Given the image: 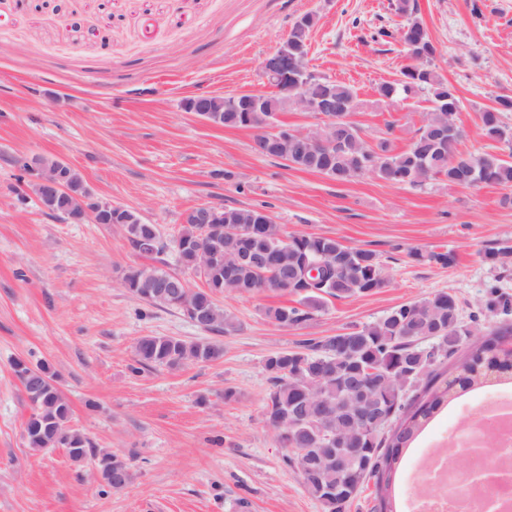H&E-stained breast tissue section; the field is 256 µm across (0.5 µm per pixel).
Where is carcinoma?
Returning <instances> with one entry per match:
<instances>
[{"mask_svg":"<svg viewBox=\"0 0 512 512\" xmlns=\"http://www.w3.org/2000/svg\"><path fill=\"white\" fill-rule=\"evenodd\" d=\"M397 13L405 17L399 38L413 47L415 58L401 70L400 79L381 84L380 96L404 99L425 97L429 113L415 134V142L401 151L390 141L370 143L354 122L346 123L342 141L331 150L300 149L292 142L294 129L278 120L285 108H295L291 96L298 89L300 70L288 60V74L279 90L263 94L259 112H226L224 126L257 132L276 124L283 136L271 145V155L285 156L291 166L321 173L337 182H350L372 174L391 184L425 185L415 180L417 170L426 167L429 180L460 185L466 179L481 184L512 188V126L502 113L512 112V98L499 97L496 105L481 110V130L497 143L490 152H459L455 146L466 137L457 122L461 100L456 89L437 71V54L426 25L410 0H397ZM315 17L305 14L294 22L288 39L299 44L308 39ZM312 81L303 92L316 101L330 93L336 97V111L354 112L358 107L355 90L341 82L311 73ZM224 225L253 227L255 238L224 237V259L203 275L204 287L197 288L189 301L169 291L161 293L154 282L171 277L161 266L142 267L123 276L124 287L153 306L181 312L195 325L209 332L226 333L231 318L216 298L224 292L252 293L271 290L298 299L302 307L281 305L266 310V316L280 327L301 324L319 309L325 298L346 299L369 295L387 284L384 263L370 249L351 247L341 240L319 235L283 236L281 226L266 222L261 209L224 208ZM132 248L143 255H160L173 249L177 264L194 272L200 264L199 249L209 245L212 227L186 221L179 234L166 241L154 224L144 221L125 225ZM254 249L264 253L266 267L256 270L238 261V252ZM416 259L442 267L456 264L455 253L415 252ZM312 262L323 264L321 280L310 283L303 269ZM486 311L509 315L512 295L501 292L485 304ZM468 325L462 320L456 297L447 291L388 312L378 320L309 343L302 350L277 352L266 358L264 369L271 384L266 400L268 422L278 430L288 466L302 475L307 493L323 512H348L352 502L374 483L377 504L374 512H398L392 498L399 466L419 428L448 402L453 394L465 393L486 379L490 372L512 380V342L499 331L478 345L464 346ZM466 348L457 373L443 389L435 386L439 368L461 348ZM136 366L177 368L187 362L206 363L220 359L223 348L208 342H187L173 336H142L136 346ZM14 371L30 403L25 422V440L35 452L63 447L75 463L97 461L99 475L111 490L125 488L120 473H132L130 459L100 452L90 440L70 426V405L56 385L46 362L32 369L22 359ZM422 387V394L405 402L407 392ZM382 404L386 418L376 434L358 445L351 456L336 458V446L320 437V431L336 434L359 425L356 416L370 409L371 401Z\"/></svg>","mask_w":512,"mask_h":512,"instance_id":"cac0c4a2","label":"carcinoma"}]
</instances>
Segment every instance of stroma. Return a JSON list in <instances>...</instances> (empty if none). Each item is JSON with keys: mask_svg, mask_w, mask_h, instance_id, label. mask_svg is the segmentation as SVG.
I'll list each match as a JSON object with an SVG mask.
<instances>
[{"mask_svg": "<svg viewBox=\"0 0 512 512\" xmlns=\"http://www.w3.org/2000/svg\"><path fill=\"white\" fill-rule=\"evenodd\" d=\"M56 2L0 0V512H322L284 464L266 420V358L440 290L457 295L465 316L491 286L512 294V261L486 258L512 250L503 189L440 180L418 188L370 174L338 183L256 155L253 130L182 110V98L200 91L262 90L263 58L309 13L311 67L354 88L361 107L352 119L369 141L407 149L427 102L376 92L410 62L402 43L375 36L401 26L394 0H67L62 10ZM416 3L438 48L437 70L463 103L461 150H492L480 112L512 97V0ZM33 154L63 157L99 198L138 211L164 238L177 236L182 213L198 204L264 205L286 233L376 251L388 283L370 295L327 299L288 328L265 312L293 305L292 297L228 293L218 303L234 328L207 335L123 285L132 268L176 269L173 252L142 255L118 225L76 224L36 199L19 201L13 161ZM414 250H450L457 263L416 261ZM146 335L209 337L224 355L135 375V345ZM18 358L48 362L69 399L71 426L95 448L130 458L126 488L105 490L90 464L72 462L66 449L27 448L30 407L13 370ZM499 396L512 398V384L487 381L428 423L401 464L399 508L414 496L420 462L448 455L445 441Z\"/></svg>", "mask_w": 512, "mask_h": 512, "instance_id": "obj_1", "label": "stroma"}]
</instances>
